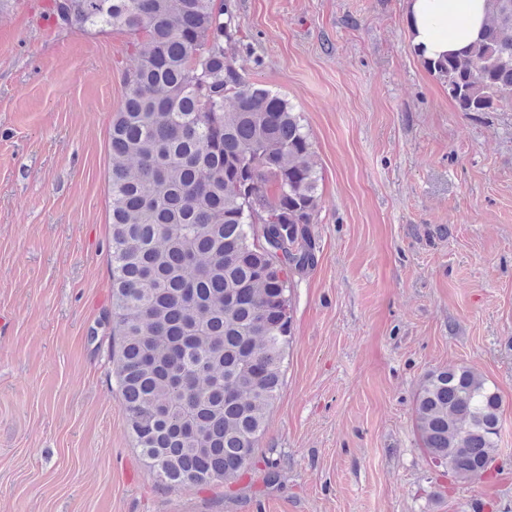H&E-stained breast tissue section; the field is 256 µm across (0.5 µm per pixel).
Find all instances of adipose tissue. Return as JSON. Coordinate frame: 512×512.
Segmentation results:
<instances>
[{"mask_svg":"<svg viewBox=\"0 0 512 512\" xmlns=\"http://www.w3.org/2000/svg\"><path fill=\"white\" fill-rule=\"evenodd\" d=\"M486 13L487 0H407L411 48L425 62L467 51L479 40Z\"/></svg>","mask_w":512,"mask_h":512,"instance_id":"obj_1","label":"adipose tissue"}]
</instances>
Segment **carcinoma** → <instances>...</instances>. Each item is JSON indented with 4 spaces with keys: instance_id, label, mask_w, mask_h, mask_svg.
<instances>
[{
    "instance_id": "1",
    "label": "carcinoma",
    "mask_w": 512,
    "mask_h": 512,
    "mask_svg": "<svg viewBox=\"0 0 512 512\" xmlns=\"http://www.w3.org/2000/svg\"><path fill=\"white\" fill-rule=\"evenodd\" d=\"M466 55L427 64L460 112L512 104V0ZM61 29H119L136 67L110 134L112 333L135 446L168 489L238 478L283 382L293 277L314 263L319 175L288 99L239 72L225 0H50ZM415 420L435 468L481 478L500 397L429 372Z\"/></svg>"
}]
</instances>
